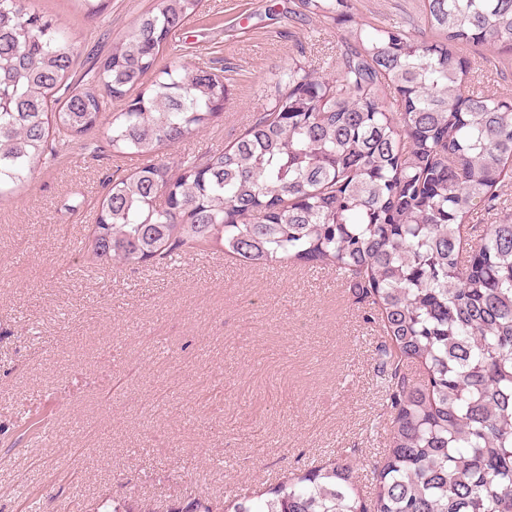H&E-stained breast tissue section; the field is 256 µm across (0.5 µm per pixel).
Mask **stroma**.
I'll list each match as a JSON object with an SVG mask.
<instances>
[{
    "mask_svg": "<svg viewBox=\"0 0 512 512\" xmlns=\"http://www.w3.org/2000/svg\"><path fill=\"white\" fill-rule=\"evenodd\" d=\"M155 2L111 0L96 18L71 0L36 5L77 35L76 84L88 52L107 53ZM352 3L371 25L421 26L422 0ZM347 40L297 0H204L161 62L223 70L231 98L160 160L223 150L265 109L278 69L325 71ZM462 53L485 90L512 99V57ZM140 163L77 147L0 199V512L258 491L331 449H356L369 474L385 337L335 273L215 251L131 270L87 253L103 179Z\"/></svg>",
    "mask_w": 512,
    "mask_h": 512,
    "instance_id": "35a3bbf8",
    "label": "stroma"
}]
</instances>
